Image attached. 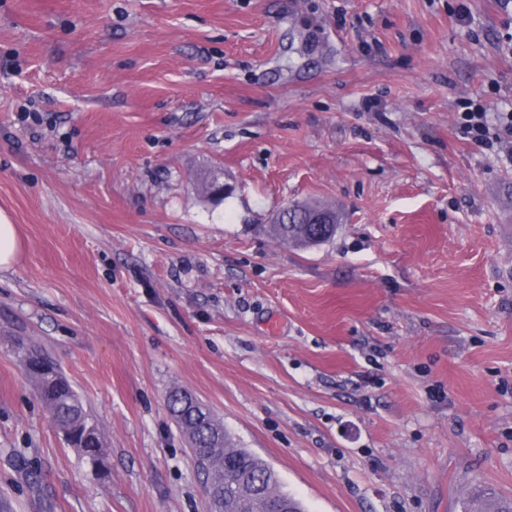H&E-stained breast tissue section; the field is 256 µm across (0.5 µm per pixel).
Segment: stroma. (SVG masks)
Segmentation results:
<instances>
[{
    "mask_svg": "<svg viewBox=\"0 0 512 512\" xmlns=\"http://www.w3.org/2000/svg\"><path fill=\"white\" fill-rule=\"evenodd\" d=\"M462 112L512 113V0H0V504L207 512L175 387L307 512L512 500V144ZM297 202L336 210L331 241L270 235ZM486 113L462 112L459 123L472 140L493 146L494 137H490V127ZM22 241L16 224L0 212V271L13 268L19 261ZM27 356L41 359L44 370L28 371ZM15 358L18 367L36 389L37 396L51 423L59 432L74 434L73 439L66 440L67 444L90 465L96 460L104 462L110 448L106 444L98 422L57 364L38 345L32 343L18 344L15 348Z\"/></svg>",
    "mask_w": 512,
    "mask_h": 512,
    "instance_id": "35a3bbf8",
    "label": "stroma"
}]
</instances>
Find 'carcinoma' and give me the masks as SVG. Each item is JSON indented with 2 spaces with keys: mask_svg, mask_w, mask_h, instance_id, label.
I'll use <instances>...</instances> for the list:
<instances>
[{
  "mask_svg": "<svg viewBox=\"0 0 512 512\" xmlns=\"http://www.w3.org/2000/svg\"><path fill=\"white\" fill-rule=\"evenodd\" d=\"M271 232L283 243L305 247L318 245L298 224L281 227L273 224ZM29 356L41 360L44 370H27L26 358ZM15 358L18 367L36 389L51 423L60 432L74 434L67 444L88 463L105 461L110 448L98 422L57 364L32 343L18 344ZM167 405L181 435L198 452L194 464L203 482L209 481L213 487L224 492L226 512H272L281 503H289L298 512H303L301 503L282 491L277 473L255 454L239 447L219 418L212 415L204 421L199 420L194 399L182 394L179 388L169 392ZM464 512L502 510L493 497L483 494L465 502Z\"/></svg>",
  "mask_w": 512,
  "mask_h": 512,
  "instance_id": "1",
  "label": "carcinoma"
}]
</instances>
